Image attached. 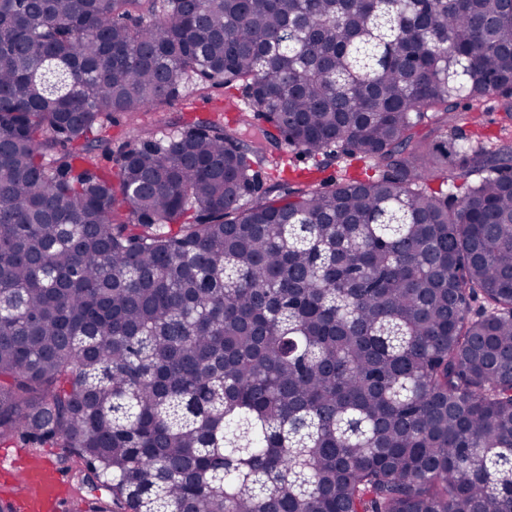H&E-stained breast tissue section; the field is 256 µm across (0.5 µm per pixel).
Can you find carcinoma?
Here are the masks:
<instances>
[{
    "label": "carcinoma",
    "instance_id": "carcinoma-1",
    "mask_svg": "<svg viewBox=\"0 0 512 512\" xmlns=\"http://www.w3.org/2000/svg\"><path fill=\"white\" fill-rule=\"evenodd\" d=\"M195 76L264 126L157 137ZM506 84L507 0H0V447L88 512H512V144L448 134ZM315 163L316 161L313 158H308L297 151L288 150V167L282 176L288 179V182H293L298 174L306 175L308 169L313 168ZM323 166V171L315 175L321 179L333 181H339L347 176L365 179L367 174L372 175L374 173L369 163L356 160L350 161L344 156L323 158Z\"/></svg>",
    "mask_w": 512,
    "mask_h": 512
}]
</instances>
